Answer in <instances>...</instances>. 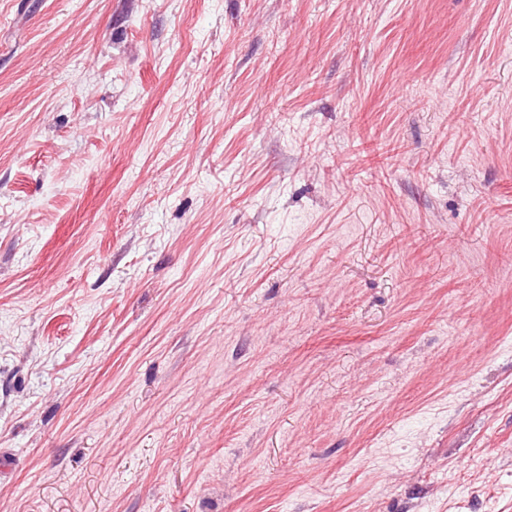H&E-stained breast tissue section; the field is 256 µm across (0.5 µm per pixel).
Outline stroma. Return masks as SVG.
Returning <instances> with one entry per match:
<instances>
[{"mask_svg":"<svg viewBox=\"0 0 512 512\" xmlns=\"http://www.w3.org/2000/svg\"><path fill=\"white\" fill-rule=\"evenodd\" d=\"M0 512H512V0H0Z\"/></svg>","mask_w":512,"mask_h":512,"instance_id":"35a3bbf8","label":"stroma"}]
</instances>
